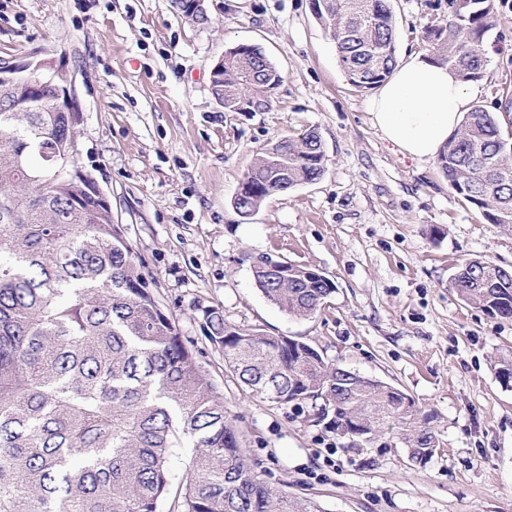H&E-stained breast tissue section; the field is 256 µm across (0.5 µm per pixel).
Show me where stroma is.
<instances>
[{
	"instance_id": "35a3bbf8",
	"label": "stroma",
	"mask_w": 512,
	"mask_h": 512,
	"mask_svg": "<svg viewBox=\"0 0 512 512\" xmlns=\"http://www.w3.org/2000/svg\"><path fill=\"white\" fill-rule=\"evenodd\" d=\"M396 55L430 54L448 0H390ZM209 26L171 0H0V55L44 48L76 75L80 164L107 196L164 312L236 426L255 473L322 512H512V319L466 305L464 261L512 269V228L489 224L437 160L403 156L372 125L312 0H204ZM241 44L261 46L282 81L268 109L227 112L210 71ZM474 105L512 131V0L486 37ZM316 131L321 179L270 196L252 217L232 200L279 137ZM316 270L334 291L312 318L288 316L256 287L250 259ZM316 348L385 382L432 414L441 449L409 460L396 432L348 441L311 403L251 397L207 336L204 310Z\"/></svg>"
}]
</instances>
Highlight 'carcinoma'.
<instances>
[{
  "label": "carcinoma",
  "mask_w": 512,
  "mask_h": 512,
  "mask_svg": "<svg viewBox=\"0 0 512 512\" xmlns=\"http://www.w3.org/2000/svg\"><path fill=\"white\" fill-rule=\"evenodd\" d=\"M352 86L371 89L396 64L390 0H313ZM496 0H448V24L430 33L435 59L462 80L481 77ZM213 94L229 112L268 107L281 74L263 49L228 50ZM249 67L254 79L241 80ZM66 75L39 57L26 77L0 81V512H159L174 449L194 450L172 512H320L253 473L240 436L202 366L164 313L112 222L107 201L85 192L70 112L54 87ZM245 175L244 204L324 174L322 143L306 133L275 141ZM449 185L490 224L512 227V134L475 107L438 156ZM280 310L311 318L333 292L311 269L288 278L253 272ZM452 284L466 304L512 319V270L461 264ZM209 339L249 393L317 404L331 428L359 419L370 439L398 429L421 454L433 427L398 388L327 362L311 345L227 322L205 311Z\"/></svg>",
  "instance_id": "1"
}]
</instances>
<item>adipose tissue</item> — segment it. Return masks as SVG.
<instances>
[{"label":"adipose tissue","mask_w":512,"mask_h":512,"mask_svg":"<svg viewBox=\"0 0 512 512\" xmlns=\"http://www.w3.org/2000/svg\"><path fill=\"white\" fill-rule=\"evenodd\" d=\"M474 95V88L448 66L411 54L369 99L368 112L385 140L426 162L439 154Z\"/></svg>","instance_id":"obj_1"}]
</instances>
